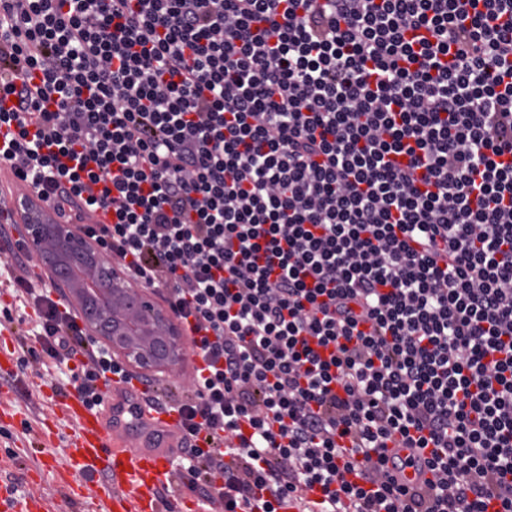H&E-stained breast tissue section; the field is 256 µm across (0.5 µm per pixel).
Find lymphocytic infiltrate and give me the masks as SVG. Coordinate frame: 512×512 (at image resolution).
<instances>
[{
  "label": "lymphocytic infiltrate",
  "mask_w": 512,
  "mask_h": 512,
  "mask_svg": "<svg viewBox=\"0 0 512 512\" xmlns=\"http://www.w3.org/2000/svg\"><path fill=\"white\" fill-rule=\"evenodd\" d=\"M2 94L0 162L193 325L182 488L512 512V0H0ZM14 283L101 405L128 371ZM400 444L395 441L388 443V471L399 481L412 488L424 486L428 481L433 480V474L424 465L418 462L417 456L412 458L414 452L411 448L399 447ZM394 456H398L402 461V466L394 467Z\"/></svg>",
  "instance_id": "lymphocytic-infiltrate-1"
}]
</instances>
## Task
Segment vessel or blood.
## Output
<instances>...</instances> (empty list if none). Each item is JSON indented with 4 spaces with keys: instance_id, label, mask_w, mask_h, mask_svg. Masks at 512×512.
<instances>
[{
    "instance_id": "b4317fda",
    "label": "vessel or blood",
    "mask_w": 512,
    "mask_h": 512,
    "mask_svg": "<svg viewBox=\"0 0 512 512\" xmlns=\"http://www.w3.org/2000/svg\"><path fill=\"white\" fill-rule=\"evenodd\" d=\"M103 391L104 403L96 408L79 394L68 396L70 478L63 483L62 512L78 497L82 478L99 472L110 481L96 495L97 512H164L160 492L174 478L185 439L179 412L149 401L146 387L134 378L104 385ZM387 454L401 459L390 473L407 486L418 488L432 480L411 449L392 441ZM38 505L31 493L13 498L0 493V512H33Z\"/></svg>"
}]
</instances>
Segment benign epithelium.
Here are the masks:
<instances>
[{"label": "benign epithelium", "mask_w": 512, "mask_h": 512, "mask_svg": "<svg viewBox=\"0 0 512 512\" xmlns=\"http://www.w3.org/2000/svg\"><path fill=\"white\" fill-rule=\"evenodd\" d=\"M22 233L51 277L65 285L88 336L118 361L141 372L174 374L187 341L170 314L150 299L99 244L63 224L41 200L18 201Z\"/></svg>", "instance_id": "7a95c632"}]
</instances>
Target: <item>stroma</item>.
Masks as SVG:
<instances>
[{
	"label": "stroma",
	"instance_id": "obj_1",
	"mask_svg": "<svg viewBox=\"0 0 512 512\" xmlns=\"http://www.w3.org/2000/svg\"><path fill=\"white\" fill-rule=\"evenodd\" d=\"M21 237L20 223L0 221V309L10 308L16 317L8 343L15 357L27 361L26 366L18 367L10 391L0 390V408L9 412L8 417L0 418V484L18 482L20 490L42 495L46 512H52L61 492L57 475L68 467L64 438L72 424L61 399L54 396L45 367L26 358L28 349L37 345L25 320L33 309L19 301L10 276L23 275L38 287L49 278L36 254L16 260L11 244ZM48 421L56 424L50 444L43 440Z\"/></svg>",
	"mask_w": 512,
	"mask_h": 512
}]
</instances>
